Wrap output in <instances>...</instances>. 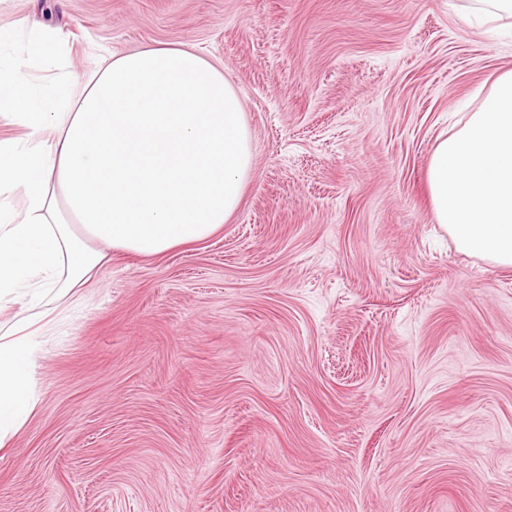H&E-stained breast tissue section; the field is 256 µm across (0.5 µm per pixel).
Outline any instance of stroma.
<instances>
[{
  "mask_svg": "<svg viewBox=\"0 0 512 512\" xmlns=\"http://www.w3.org/2000/svg\"><path fill=\"white\" fill-rule=\"evenodd\" d=\"M35 90L191 48L238 92L243 200L54 303L0 512H512V268L459 254L424 171L512 34L448 0H0Z\"/></svg>",
  "mask_w": 512,
  "mask_h": 512,
  "instance_id": "stroma-1",
  "label": "stroma"
}]
</instances>
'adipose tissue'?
<instances>
[{
	"label": "adipose tissue",
	"instance_id": "adipose-tissue-1",
	"mask_svg": "<svg viewBox=\"0 0 512 512\" xmlns=\"http://www.w3.org/2000/svg\"><path fill=\"white\" fill-rule=\"evenodd\" d=\"M478 29L512 27V0H448ZM61 51L48 32L0 65V110L29 133L0 141V449L35 411L37 339L29 311L74 295L109 251L160 255L214 234L236 212L252 173L242 102L223 72L185 47L109 55L91 74L34 93L25 69ZM438 224L457 250L512 267V69L457 129L441 132L426 166ZM98 242L88 248L87 240Z\"/></svg>",
	"mask_w": 512,
	"mask_h": 512
}]
</instances>
